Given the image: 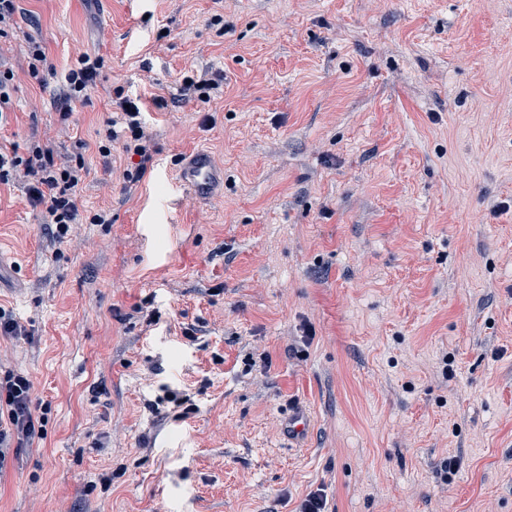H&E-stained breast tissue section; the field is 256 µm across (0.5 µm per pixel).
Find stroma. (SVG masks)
<instances>
[{"instance_id":"obj_1","label":"stroma","mask_w":512,"mask_h":512,"mask_svg":"<svg viewBox=\"0 0 512 512\" xmlns=\"http://www.w3.org/2000/svg\"><path fill=\"white\" fill-rule=\"evenodd\" d=\"M15 20L0 150L81 151L88 213L60 241L0 185V309L29 330L0 336V372L33 378L45 429L0 512H296L318 490L327 512H512V0H17ZM85 53L106 66L61 118ZM202 70L224 78L206 104L180 94ZM118 87L156 148L134 184L122 143L97 152ZM202 145L217 203L177 182ZM26 42L29 75L33 79L41 81L45 72L53 73V68L48 64L45 49L39 42L29 37Z\"/></svg>"}]
</instances>
